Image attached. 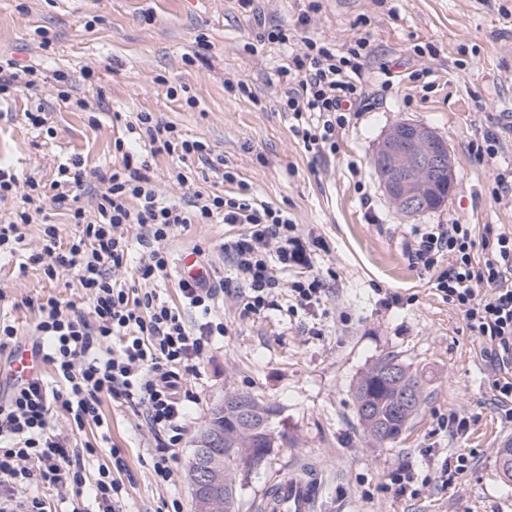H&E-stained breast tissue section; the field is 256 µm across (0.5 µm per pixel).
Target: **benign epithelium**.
<instances>
[{
	"label": "benign epithelium",
	"instance_id": "benign-epithelium-1",
	"mask_svg": "<svg viewBox=\"0 0 512 512\" xmlns=\"http://www.w3.org/2000/svg\"><path fill=\"white\" fill-rule=\"evenodd\" d=\"M384 192L401 213L413 216L442 205L453 192L457 176L447 144L432 129L409 121L394 124L373 158ZM447 177L448 191L437 190ZM192 491L196 512H224V471L198 456Z\"/></svg>",
	"mask_w": 512,
	"mask_h": 512
}]
</instances>
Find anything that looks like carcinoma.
<instances>
[{
	"label": "carcinoma",
	"instance_id": "obj_1",
	"mask_svg": "<svg viewBox=\"0 0 512 512\" xmlns=\"http://www.w3.org/2000/svg\"><path fill=\"white\" fill-rule=\"evenodd\" d=\"M423 384L417 372L387 355L373 363L356 381L353 389L355 410L364 434L384 445L399 440L418 414L422 403ZM226 413L218 408L210 412L208 424L224 429V447L206 450L209 458H219L225 472L226 512H236L244 483L237 481L235 454L227 449L236 442H248L254 448L261 465H266L274 453L269 437L276 436L274 417L277 410L249 393L230 392L224 395ZM248 408L259 430L250 435L239 429L238 408ZM497 462L507 478H512V443L498 450Z\"/></svg>",
	"mask_w": 512,
	"mask_h": 512
}]
</instances>
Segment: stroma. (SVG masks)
I'll return each instance as SVG.
<instances>
[{"instance_id": "stroma-1", "label": "stroma", "mask_w": 512, "mask_h": 512, "mask_svg": "<svg viewBox=\"0 0 512 512\" xmlns=\"http://www.w3.org/2000/svg\"><path fill=\"white\" fill-rule=\"evenodd\" d=\"M318 3L299 32L295 21L309 0H255L251 16L238 0H0V56L68 74L65 85L51 80L43 88L51 105L44 127L24 119L27 92L0 103V164L46 184L75 157L104 172L119 160L113 142L126 123L156 113L181 134L207 141L255 199L317 237L318 262L329 274L327 299L312 313L244 316L231 295L220 298L226 333L191 382L199 400L172 463L174 485L155 484V441L130 408L103 401L105 436L92 426L77 429L55 408L52 423L68 446L99 449L86 463L87 480L120 449L118 512H167L174 499L193 512L192 441L228 391L277 407L281 434L266 467L248 478L238 512H259L266 486L305 460L322 483L319 512H512V481L497 463L499 448L512 442V420L490 401V345L436 290V272L407 257L415 230L428 224H470L479 237L488 224L512 229V198L497 195L494 180L512 169V150L488 161L476 154L486 133L512 123V0H349L343 9L337 0ZM267 25L287 28V44L260 42ZM305 35L338 47L366 39L368 85L383 96L342 131L338 153L323 158L304 150L279 107L277 71ZM201 37L210 45L203 53ZM229 80L247 83L251 96L228 90ZM62 90L85 99L87 109H72L59 98ZM401 121L443 138L459 179L443 205L410 217L393 207L373 168L384 134ZM352 162L360 177L349 173ZM176 163L168 155L151 161L149 176L163 197L183 201L197 190L222 189L196 163L177 184L170 177ZM225 232L221 224H194L175 233L167 243L172 262L201 248L202 263L227 276ZM19 262L0 257V315L19 326L25 343L38 318L30 300L65 302L78 288L72 277L51 281L36 266L19 271ZM393 294L401 302L391 307L385 299ZM388 354L422 370L423 403L403 437L377 447L357 420L352 388ZM453 412L469 422L456 440L446 428ZM460 451L472 456V467L443 483L442 464ZM399 472L406 485L393 483Z\"/></svg>"}]
</instances>
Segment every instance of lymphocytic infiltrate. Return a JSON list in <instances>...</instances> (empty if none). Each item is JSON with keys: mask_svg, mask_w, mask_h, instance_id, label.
<instances>
[{"mask_svg": "<svg viewBox=\"0 0 512 512\" xmlns=\"http://www.w3.org/2000/svg\"><path fill=\"white\" fill-rule=\"evenodd\" d=\"M302 49L279 72L283 84L281 109L306 152L336 153L339 134L353 108L366 97L365 67L370 58L365 40L339 54L320 40L305 36ZM38 70L12 59H0V96L27 90L32 104L25 112L31 126L45 123ZM129 133H142L148 156L133 155L123 138L114 147L121 161L103 173L81 159L59 165L50 185L35 177H19L0 166V200L21 195L11 220L0 224V254H24L28 264L42 266L49 279L73 277L81 290L78 300L60 304L40 299L32 347L48 365L59 386L49 389L42 376L14 385L0 400V512H52L51 491L90 486L98 512H112L121 492L114 471L124 470L122 457L100 468L94 482L85 480V461L97 450L67 447L64 437L51 433L54 404H61L76 427L106 428L101 403L110 399L131 408L156 446L153 477L167 486L174 481L176 457L197 396L189 389L191 376L218 336L224 321L214 308L219 291L197 281L178 283L179 301L156 288L166 278L170 257L166 241L191 224L224 222L242 226V233L225 240L223 250L237 288L235 301L243 315L278 307L280 290L288 292V311L312 312L325 296L317 253L287 212L257 201L248 193H195L186 203L161 198L147 170L151 157L166 153L180 161L197 160L220 172L224 182L237 175L222 156L203 140L184 138L176 126L152 112H140ZM98 182L102 190L94 212L78 204V193ZM26 193H19V186ZM68 211L76 232L62 240L57 225L44 216V201ZM41 222V246L26 251L24 225ZM145 229L152 242L147 257L134 264V285L114 278L130 264L127 233ZM413 266L438 270L436 288L463 314L469 329L491 345L493 400L512 419V230L486 227L476 239L468 224H432L416 230L408 248ZM299 268L300 280L285 283L282 271Z\"/></svg>", "mask_w": 512, "mask_h": 512, "instance_id": "obj_1", "label": "lymphocytic infiltrate"}]
</instances>
